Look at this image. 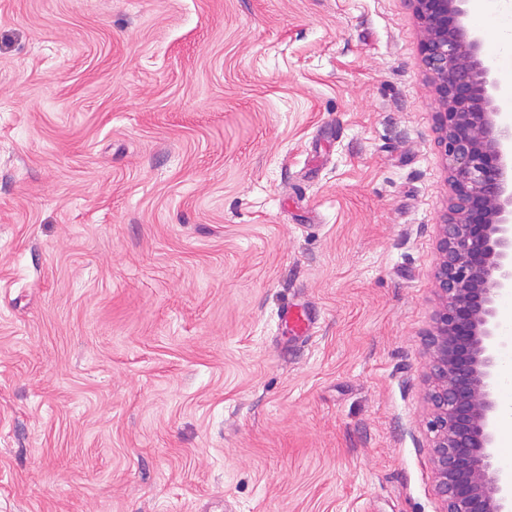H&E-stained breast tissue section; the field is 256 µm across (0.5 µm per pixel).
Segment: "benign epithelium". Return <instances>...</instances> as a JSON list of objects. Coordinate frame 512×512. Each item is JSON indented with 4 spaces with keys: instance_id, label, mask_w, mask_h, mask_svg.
Returning a JSON list of instances; mask_svg holds the SVG:
<instances>
[{
    "instance_id": "7a95c632",
    "label": "benign epithelium",
    "mask_w": 512,
    "mask_h": 512,
    "mask_svg": "<svg viewBox=\"0 0 512 512\" xmlns=\"http://www.w3.org/2000/svg\"><path fill=\"white\" fill-rule=\"evenodd\" d=\"M468 0H408L448 170L423 335L427 450L441 512H512V479L494 467L500 409L495 298L512 291V125L481 41L463 24Z\"/></svg>"
}]
</instances>
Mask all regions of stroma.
<instances>
[{
    "instance_id": "35a3bbf8",
    "label": "stroma",
    "mask_w": 512,
    "mask_h": 512,
    "mask_svg": "<svg viewBox=\"0 0 512 512\" xmlns=\"http://www.w3.org/2000/svg\"><path fill=\"white\" fill-rule=\"evenodd\" d=\"M433 112L407 0H0V512H440ZM280 323L292 324L302 336H307L313 318L307 309L299 304H284L278 311Z\"/></svg>"
}]
</instances>
